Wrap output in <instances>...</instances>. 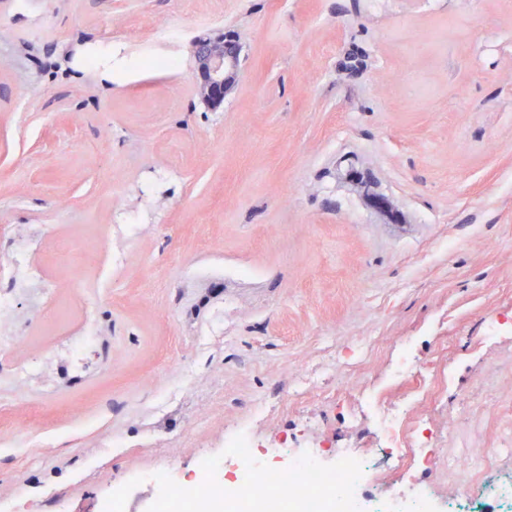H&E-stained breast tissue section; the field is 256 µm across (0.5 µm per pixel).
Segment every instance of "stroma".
<instances>
[{"label": "stroma", "mask_w": 512, "mask_h": 512, "mask_svg": "<svg viewBox=\"0 0 512 512\" xmlns=\"http://www.w3.org/2000/svg\"><path fill=\"white\" fill-rule=\"evenodd\" d=\"M177 64L161 70L133 40ZM241 48L216 109L191 42ZM135 238L114 235L115 210ZM0 231L39 235L55 303L20 295L0 354V498L97 512L140 471L269 445L373 450L347 409L415 338L469 448L512 432V0H0ZM112 302L77 331L107 253ZM498 314L501 339L484 342ZM31 365L28 378L12 367ZM120 447H113V440Z\"/></svg>", "instance_id": "35a3bbf8"}]
</instances>
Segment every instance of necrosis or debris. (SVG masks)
I'll return each instance as SVG.
<instances>
[{
    "label": "necrosis or debris",
    "mask_w": 512,
    "mask_h": 512,
    "mask_svg": "<svg viewBox=\"0 0 512 512\" xmlns=\"http://www.w3.org/2000/svg\"><path fill=\"white\" fill-rule=\"evenodd\" d=\"M37 237H0V340L9 341L3 324L24 284L42 286L45 300L55 287L43 280L36 262ZM124 263L122 254L107 258L101 289L84 299L82 345L97 334L101 303L111 295L110 270ZM414 341L402 337L382 385L361 389L375 414L374 431L383 452L397 456L413 480L407 491L392 493V474L370 456L337 452L323 459L320 448L280 460L254 429L224 440L221 459L209 460L191 479L173 477L170 469L145 477L156 495L149 512H512V472L502 469L511 448H489L473 454L465 448L445 449L443 434L431 428L415 408L436 399L447 386L450 368L424 367L413 357ZM447 465L453 495L439 494L428 475Z\"/></svg>",
    "instance_id": "obj_1"
}]
</instances>
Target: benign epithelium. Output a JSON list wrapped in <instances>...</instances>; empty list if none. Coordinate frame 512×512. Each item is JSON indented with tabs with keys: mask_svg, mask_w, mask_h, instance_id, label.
<instances>
[{
	"mask_svg": "<svg viewBox=\"0 0 512 512\" xmlns=\"http://www.w3.org/2000/svg\"><path fill=\"white\" fill-rule=\"evenodd\" d=\"M192 56L191 78L204 92L203 100L212 108L221 105L239 68V46L227 42L222 34L213 39L198 38L192 42Z\"/></svg>",
	"mask_w": 512,
	"mask_h": 512,
	"instance_id": "1",
	"label": "benign epithelium"
}]
</instances>
